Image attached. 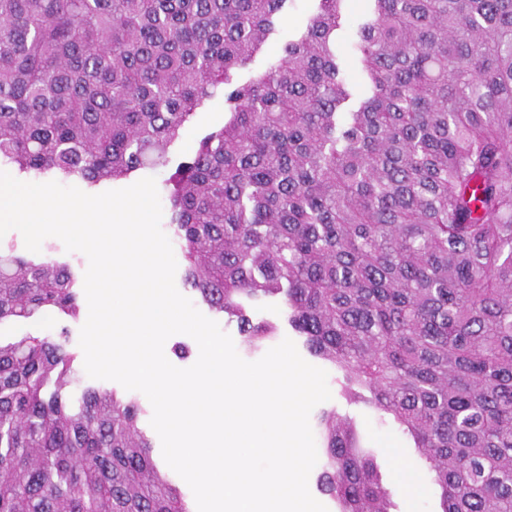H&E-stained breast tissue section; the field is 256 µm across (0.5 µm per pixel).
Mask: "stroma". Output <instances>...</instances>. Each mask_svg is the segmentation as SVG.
<instances>
[{"mask_svg": "<svg viewBox=\"0 0 512 512\" xmlns=\"http://www.w3.org/2000/svg\"><path fill=\"white\" fill-rule=\"evenodd\" d=\"M315 9V0H290L289 4L285 5L276 29L268 41L255 55L250 65L239 70V80L248 81L275 62L281 56L284 45L305 28L309 16ZM363 17V8L354 2L350 5L347 17L338 33L342 53V74L353 84L355 93L359 96L364 95L365 87L360 82L361 64L354 51V44ZM226 118L223 94H216L207 100L191 123L182 130L179 140L171 148V166L175 167L190 161L200 141L206 135L223 127ZM81 326V321H74L49 312L36 321L22 320L0 325V342L6 344L29 333L38 336L53 335L64 327L69 331L66 347L71 353L78 355L82 352L79 345ZM328 377L331 381L329 389L332 398L320 403L318 408L312 410L311 423H318L321 412L331 408L349 415L355 421L366 446L375 450L378 455L384 482L396 505V512H438L440 491L432 481L429 466L425 459L412 448L398 425L391 417L365 404L347 403L339 394V388L335 382L336 371H329ZM396 447L401 450L400 456L397 457L392 454L393 448ZM399 464L414 475L416 489H409L408 485L396 479L395 467Z\"/></svg>", "mask_w": 512, "mask_h": 512, "instance_id": "obj_1", "label": "stroma"}]
</instances>
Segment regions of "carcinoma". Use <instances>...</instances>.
<instances>
[{
    "label": "carcinoma",
    "mask_w": 512,
    "mask_h": 512,
    "mask_svg": "<svg viewBox=\"0 0 512 512\" xmlns=\"http://www.w3.org/2000/svg\"><path fill=\"white\" fill-rule=\"evenodd\" d=\"M289 0H0V165L87 186L161 171L219 91L229 118L162 182L184 281L255 350L247 307L281 297L340 395L393 421L429 464L440 512H512V0H348L237 78ZM81 317L77 278L0 250V325ZM0 344V512H189L140 406L87 387L76 356ZM320 489L339 512H394L356 423L319 419ZM350 3L347 12V17L343 23L342 29L338 31V38L342 53V75L346 77L353 85L355 89V103L358 99L363 97L365 93V87L360 81V69L361 64L358 56L354 51V43L357 41V33L359 25L363 21L364 10L359 0H354Z\"/></svg>",
    "instance_id": "obj_1"
}]
</instances>
